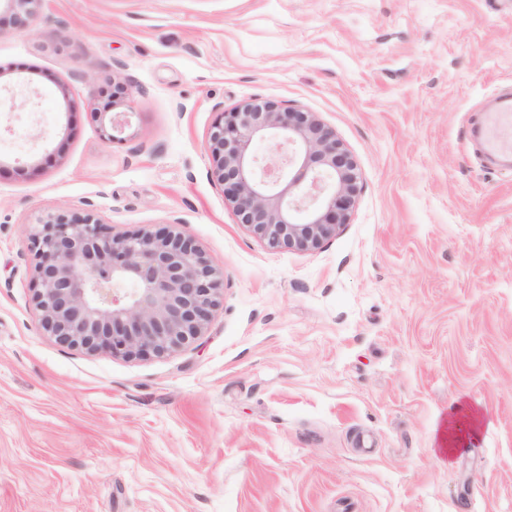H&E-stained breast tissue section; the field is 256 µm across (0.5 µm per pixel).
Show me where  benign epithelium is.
I'll return each mask as SVG.
<instances>
[{
    "label": "benign epithelium",
    "instance_id": "1",
    "mask_svg": "<svg viewBox=\"0 0 512 512\" xmlns=\"http://www.w3.org/2000/svg\"><path fill=\"white\" fill-rule=\"evenodd\" d=\"M42 0H0V37L31 28ZM109 108H130L133 86L116 82ZM127 124L115 113L103 139ZM268 153L253 151L255 140ZM211 178L238 223L273 249L311 251L348 223L360 192L357 164L315 112L245 102L211 126ZM33 301L44 332L87 353L135 359L191 344L220 303L224 269L174 227L113 234L91 212L39 219Z\"/></svg>",
    "mask_w": 512,
    "mask_h": 512
}]
</instances>
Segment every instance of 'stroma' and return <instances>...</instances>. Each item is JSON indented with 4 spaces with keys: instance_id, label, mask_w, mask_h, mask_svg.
Wrapping results in <instances>:
<instances>
[{
    "instance_id": "stroma-1",
    "label": "stroma",
    "mask_w": 512,
    "mask_h": 512,
    "mask_svg": "<svg viewBox=\"0 0 512 512\" xmlns=\"http://www.w3.org/2000/svg\"><path fill=\"white\" fill-rule=\"evenodd\" d=\"M143 93L100 135L112 64ZM0 512H512V0H45L0 37ZM87 74L89 82L79 81ZM318 113L349 224L269 249L210 178L220 110ZM173 221L224 268L206 332L123 359L46 336L30 234ZM454 454L438 430L456 404ZM485 148L503 158L512 156V98L500 99L486 112L481 127Z\"/></svg>"
}]
</instances>
